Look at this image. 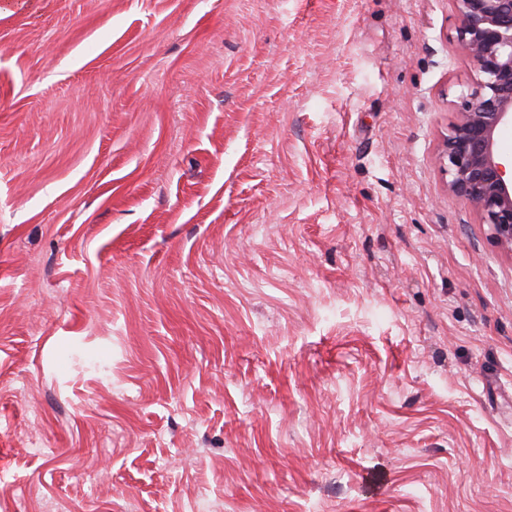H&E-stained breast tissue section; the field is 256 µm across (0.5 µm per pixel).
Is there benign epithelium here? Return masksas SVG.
<instances>
[{
    "instance_id": "obj_1",
    "label": "benign epithelium",
    "mask_w": 512,
    "mask_h": 512,
    "mask_svg": "<svg viewBox=\"0 0 512 512\" xmlns=\"http://www.w3.org/2000/svg\"><path fill=\"white\" fill-rule=\"evenodd\" d=\"M458 38L478 78L448 127L438 163L448 190L472 205L491 240L512 254V175L496 133L512 124V0H453Z\"/></svg>"
}]
</instances>
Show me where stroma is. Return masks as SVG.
I'll return each mask as SVG.
<instances>
[{"label":"stroma","mask_w":512,"mask_h":512,"mask_svg":"<svg viewBox=\"0 0 512 512\" xmlns=\"http://www.w3.org/2000/svg\"><path fill=\"white\" fill-rule=\"evenodd\" d=\"M459 25L0 0V512H512Z\"/></svg>","instance_id":"35a3bbf8"}]
</instances>
